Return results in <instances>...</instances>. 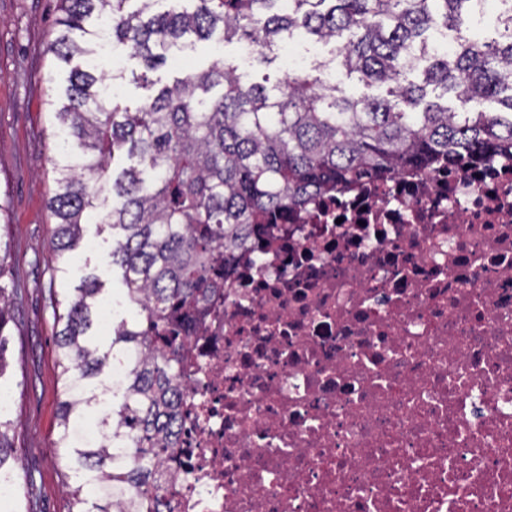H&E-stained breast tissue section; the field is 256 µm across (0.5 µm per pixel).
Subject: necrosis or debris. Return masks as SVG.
<instances>
[{"mask_svg":"<svg viewBox=\"0 0 512 512\" xmlns=\"http://www.w3.org/2000/svg\"><path fill=\"white\" fill-rule=\"evenodd\" d=\"M182 389L172 512H512V158L253 235Z\"/></svg>","mask_w":512,"mask_h":512,"instance_id":"obj_1","label":"necrosis or debris"}]
</instances>
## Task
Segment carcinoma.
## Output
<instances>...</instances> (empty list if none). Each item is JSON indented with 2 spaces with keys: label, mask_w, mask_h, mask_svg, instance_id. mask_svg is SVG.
<instances>
[{
  "label": "carcinoma",
  "mask_w": 512,
  "mask_h": 512,
  "mask_svg": "<svg viewBox=\"0 0 512 512\" xmlns=\"http://www.w3.org/2000/svg\"><path fill=\"white\" fill-rule=\"evenodd\" d=\"M158 0H60L47 53L74 66L54 108L61 153L54 160L52 244L60 277L83 241V216L112 204V265L140 321H114L109 349L90 333L102 288L95 274L65 289L57 333L62 377L56 448L80 480L65 484L68 512H162L163 460L178 447L183 352L224 293L226 271L252 233L278 223L318 193L362 177L387 178L455 155L512 152V7L497 23L502 38H456L448 50L428 32L459 34L487 0H194L192 11L153 10ZM112 45L141 60L130 81L166 64L178 39L248 45L258 63L303 30L336 43L347 74L386 95H349L336 83L295 75L272 88L244 86L233 66L187 74L130 108L109 96L125 79L97 63L103 23ZM423 69L422 82L409 75ZM464 105L509 91L505 112L457 111L426 100L427 86ZM216 87L222 92L208 99ZM11 303L0 286V378ZM128 360L121 386L101 381ZM96 416V444L75 443L70 425ZM11 419L0 412V481L15 476Z\"/></svg>",
  "instance_id": "obj_1"
}]
</instances>
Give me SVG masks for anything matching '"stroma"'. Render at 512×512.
<instances>
[{
    "instance_id": "35a3bbf8",
    "label": "stroma",
    "mask_w": 512,
    "mask_h": 512,
    "mask_svg": "<svg viewBox=\"0 0 512 512\" xmlns=\"http://www.w3.org/2000/svg\"><path fill=\"white\" fill-rule=\"evenodd\" d=\"M60 14L59 0H0V256L7 269L0 286L22 292L6 338L9 368L0 389L11 395L7 415L12 421L15 472L20 478H33L38 489L36 501L17 498L14 512L68 510L63 492L67 462L55 446L60 432L59 326L49 304L56 256L48 200L58 149L48 100L65 86L67 67L48 54L46 46ZM294 42L303 56L301 72L342 82L353 96L384 95L383 86L367 88L357 77H346L335 44L301 34ZM246 52L245 44L224 41L219 35L208 41L188 39L181 48L171 49L167 65L150 77L162 86L216 63L235 66L245 85L284 76L282 56L260 66ZM100 219L99 211L87 213L86 245L75 254L66 285L77 287L81 276L97 274L114 318L132 322L136 312L125 303L121 272L112 266V231Z\"/></svg>"
}]
</instances>
